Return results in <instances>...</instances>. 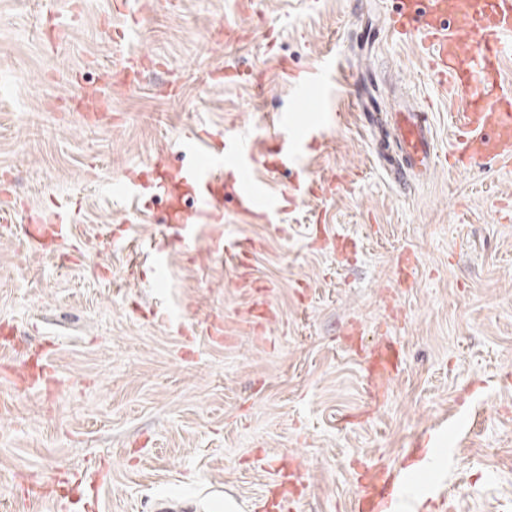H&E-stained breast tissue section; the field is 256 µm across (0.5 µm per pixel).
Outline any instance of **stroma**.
I'll use <instances>...</instances> for the list:
<instances>
[{
    "label": "stroma",
    "instance_id": "obj_1",
    "mask_svg": "<svg viewBox=\"0 0 512 512\" xmlns=\"http://www.w3.org/2000/svg\"><path fill=\"white\" fill-rule=\"evenodd\" d=\"M113 2L0 0V185L19 210L78 211L48 252L0 225V512H280L284 457L297 512H352L359 468L401 473L428 452L431 483L407 484L406 512H512V222L495 215L512 165L391 183L352 106L359 68L388 109L433 102L440 151L463 109L391 38L397 0H139L136 25ZM329 50L344 71L310 163L341 186L321 219L304 208L277 230L228 197L187 248L163 219L188 189L114 201L141 168H190L179 144L196 129L245 133L287 109L280 59L311 71ZM139 56L153 67L114 83ZM224 234L260 242L251 285L210 256ZM383 336L401 364L376 399L362 357ZM36 354L50 390L12 375Z\"/></svg>",
    "mask_w": 512,
    "mask_h": 512
}]
</instances>
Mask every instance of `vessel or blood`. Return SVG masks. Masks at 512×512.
I'll list each match as a JSON object with an SVG mask.
<instances>
[{"instance_id": "vessel-or-blood-1", "label": "vessel or blood", "mask_w": 512, "mask_h": 512, "mask_svg": "<svg viewBox=\"0 0 512 512\" xmlns=\"http://www.w3.org/2000/svg\"><path fill=\"white\" fill-rule=\"evenodd\" d=\"M399 12L389 23L391 30L417 39L428 68L437 77L439 90L465 105L464 111L451 115L452 141L448 150L451 168L482 160L512 162V95L501 85L500 67L505 55L512 53V0H400ZM340 65L335 56H327L320 70L309 77L320 89L318 106H325L334 94L335 76ZM358 110L368 135H376L384 120L371 104L368 94H360ZM430 105L400 103L395 113L399 158H382L391 181L399 186L411 184L416 177L433 168L439 155L435 149L430 123ZM263 136L246 140L234 133L213 134L207 151H200L198 135L181 142L183 152L196 156L187 170L195 207L180 213L176 220L183 243H192L198 225L223 212L217 191L224 184V171H234L240 213L265 224L277 223L282 212L307 203L318 196L321 186L303 162L312 148L325 140L326 121L298 128L292 111L264 114ZM276 145L281 166L299 168L300 174L281 193L268 190L254 176L267 145ZM54 238L61 243L73 235L71 216L54 211L47 218ZM255 248L241 238L215 239L212 253L236 260L248 268ZM395 488V475L379 472L367 485L353 493L355 512H388Z\"/></svg>"}]
</instances>
